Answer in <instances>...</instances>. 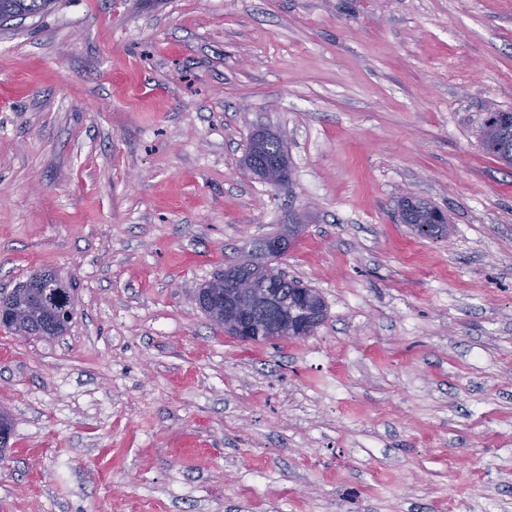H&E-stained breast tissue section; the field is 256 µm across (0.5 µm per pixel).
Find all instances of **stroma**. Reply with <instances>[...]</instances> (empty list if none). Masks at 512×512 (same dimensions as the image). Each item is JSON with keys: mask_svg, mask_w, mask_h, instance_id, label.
Listing matches in <instances>:
<instances>
[{"mask_svg": "<svg viewBox=\"0 0 512 512\" xmlns=\"http://www.w3.org/2000/svg\"><path fill=\"white\" fill-rule=\"evenodd\" d=\"M512 0H57L0 25V512H512ZM282 138L281 190L245 173ZM446 236L400 220L403 193ZM327 318L248 344L196 293L290 214ZM480 137L486 153L512 166V112H487ZM67 327H58L50 313L43 311L13 320L6 328L21 336L54 337L62 334Z\"/></svg>", "mask_w": 512, "mask_h": 512, "instance_id": "35a3bbf8", "label": "stroma"}]
</instances>
